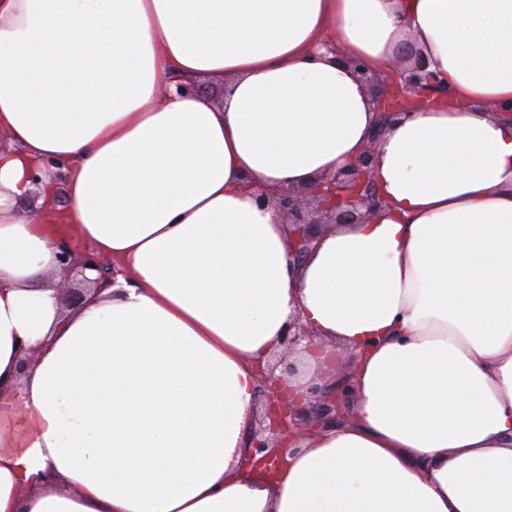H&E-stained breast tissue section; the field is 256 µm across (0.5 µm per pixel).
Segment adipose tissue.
Listing matches in <instances>:
<instances>
[{"label":"adipose tissue","instance_id":"ef3b65f1","mask_svg":"<svg viewBox=\"0 0 512 512\" xmlns=\"http://www.w3.org/2000/svg\"><path fill=\"white\" fill-rule=\"evenodd\" d=\"M413 47L461 101L392 124L389 207L304 260L259 193L374 126L346 59ZM221 75L222 105L165 85ZM512 0H0V512H512ZM68 179L116 284L63 308ZM354 348L350 418L246 467L255 362ZM35 361L22 367L26 353ZM310 334L309 329L300 321L299 316L293 317L288 322V327L281 340V346L284 347L288 352L297 350L298 346L306 342L303 347L310 346Z\"/></svg>","mask_w":512,"mask_h":512}]
</instances>
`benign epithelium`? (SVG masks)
<instances>
[{"mask_svg":"<svg viewBox=\"0 0 512 512\" xmlns=\"http://www.w3.org/2000/svg\"><path fill=\"white\" fill-rule=\"evenodd\" d=\"M361 82L370 92L376 121L363 153L352 164L338 170L330 178L313 182L303 189L286 188L277 193L275 206L289 224L291 251L298 258L305 257L322 224H361L373 213L386 206L373 181L375 159L380 151L387 128L396 120L405 117L430 98L438 96L437 102L455 106L447 86L437 74L428 70L429 62L419 56L410 69L395 66L384 75L377 74L364 64L353 61ZM61 264L69 279L60 288L61 299L68 302L76 295L86 296L87 287L112 280L111 267L98 258L85 256L77 258L64 252ZM94 269L99 277L90 280L84 274ZM310 346V331L295 316L281 340V346L288 351L297 350L300 345ZM290 372H285L267 391L265 419L277 430V437L270 438L264 429L254 431L250 441V463L268 473L280 464V458L271 455V448H290L292 442L313 430L308 423L306 408L295 404L288 395ZM308 402L319 405L323 419L334 423L344 417L341 393L328 394L318 387L309 388Z\"/></svg>","mask_w":512,"mask_h":512,"instance_id":"1","label":"benign epithelium"}]
</instances>
